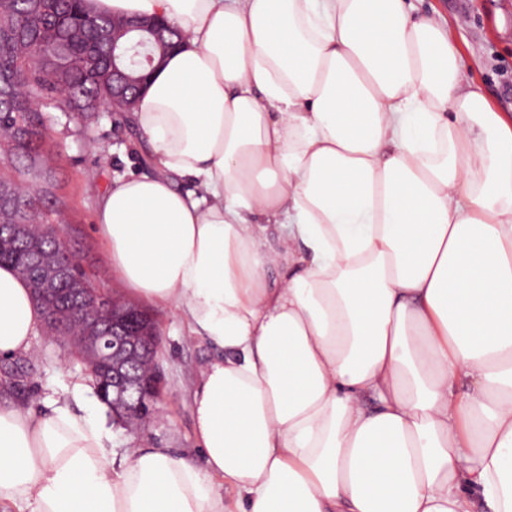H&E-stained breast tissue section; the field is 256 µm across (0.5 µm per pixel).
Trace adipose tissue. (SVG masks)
I'll use <instances>...</instances> for the list:
<instances>
[{
	"label": "adipose tissue",
	"instance_id": "obj_1",
	"mask_svg": "<svg viewBox=\"0 0 512 512\" xmlns=\"http://www.w3.org/2000/svg\"><path fill=\"white\" fill-rule=\"evenodd\" d=\"M182 35L94 227L211 353L197 458L0 406V512H512V123L409 0H86ZM0 265V359L44 329ZM236 493L227 505L223 487Z\"/></svg>",
	"mask_w": 512,
	"mask_h": 512
}]
</instances>
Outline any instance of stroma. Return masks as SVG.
I'll return each instance as SVG.
<instances>
[{
	"label": "stroma",
	"instance_id": "1",
	"mask_svg": "<svg viewBox=\"0 0 512 512\" xmlns=\"http://www.w3.org/2000/svg\"><path fill=\"white\" fill-rule=\"evenodd\" d=\"M413 4L417 13L436 12L449 21L468 77L482 86L493 109L512 116V0H413ZM43 118L46 155L66 204L58 233L95 286L131 302L126 286L107 266L93 212L97 196L114 177L141 170L136 133L122 112L97 113L84 125L56 108L44 112ZM149 313L156 324L155 360L162 372L160 415L145 420L134 432L114 425L113 457L119 461L140 448H166L192 458L196 442L191 395L208 349L189 336L177 313L154 306ZM8 366L14 375L10 382L0 381V402L26 408L38 407L43 398L87 378L66 337L44 332L36 336L32 352L0 362V371Z\"/></svg>",
	"mask_w": 512,
	"mask_h": 512
}]
</instances>
